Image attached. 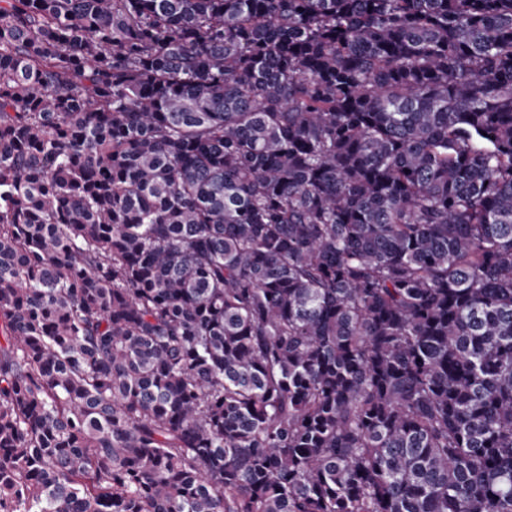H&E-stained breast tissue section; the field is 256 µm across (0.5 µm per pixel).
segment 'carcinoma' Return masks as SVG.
I'll list each match as a JSON object with an SVG mask.
<instances>
[{
    "mask_svg": "<svg viewBox=\"0 0 512 512\" xmlns=\"http://www.w3.org/2000/svg\"><path fill=\"white\" fill-rule=\"evenodd\" d=\"M0 512H512V0H0Z\"/></svg>",
    "mask_w": 512,
    "mask_h": 512,
    "instance_id": "obj_1",
    "label": "carcinoma"
}]
</instances>
